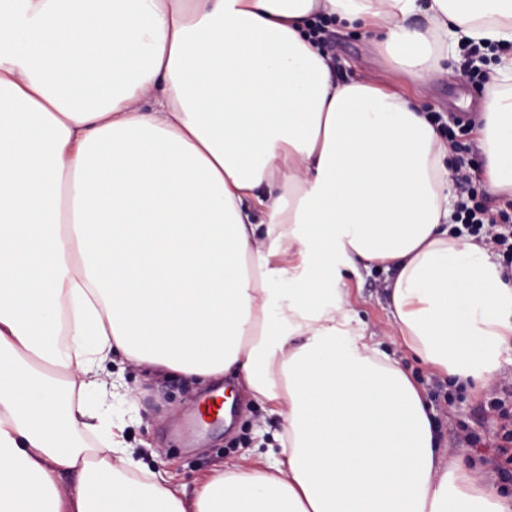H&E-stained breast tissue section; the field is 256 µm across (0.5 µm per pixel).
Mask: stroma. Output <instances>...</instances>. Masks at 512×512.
I'll list each match as a JSON object with an SVG mask.
<instances>
[{"label":"stroma","instance_id":"obj_1","mask_svg":"<svg viewBox=\"0 0 512 512\" xmlns=\"http://www.w3.org/2000/svg\"><path fill=\"white\" fill-rule=\"evenodd\" d=\"M330 42L326 47L338 77L358 75L380 85H395L409 93L426 112L440 113L444 123L454 124L458 147L453 152L455 167L474 172L473 193L453 185L454 200L468 199L472 207L492 210L505 208L503 197L488 192L480 177L483 160L473 149V134L466 123H477L482 110L484 91L475 80L474 69L466 66V50L456 59L444 62L442 74L419 81L393 69L375 48L376 36L368 29L347 30L329 24ZM391 273L374 267L350 276L349 284L357 301L360 318L369 330L382 336V348L391 356H400L397 344L387 339L388 289ZM125 378L132 390L130 397L112 400L113 416L127 423L126 437L135 445L137 456L152 471L174 482L195 488L219 463L238 461L246 449L255 447L262 430L279 428L277 418L266 416L253 401L240 402L232 428L223 422H209L207 429L185 430L184 423L193 418L194 406L203 394L182 378H160L151 373L126 369ZM452 404L434 403L439 433L449 456L480 463L487 455L484 447L474 448L462 439L464 432L475 431L495 437L498 429L494 417L483 408L485 388L453 386Z\"/></svg>","mask_w":512,"mask_h":512}]
</instances>
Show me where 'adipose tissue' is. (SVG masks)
Returning <instances> with one entry per match:
<instances>
[{
	"label": "adipose tissue",
	"mask_w": 512,
	"mask_h": 512,
	"mask_svg": "<svg viewBox=\"0 0 512 512\" xmlns=\"http://www.w3.org/2000/svg\"><path fill=\"white\" fill-rule=\"evenodd\" d=\"M321 17L423 80L512 43V0H0V512H512L447 461L346 276L394 271L390 338L485 385L512 279L449 233L437 125L335 77ZM511 81L500 57L476 130L510 197ZM128 365L236 379L279 451L187 496L106 408Z\"/></svg>",
	"instance_id": "1"
}]
</instances>
